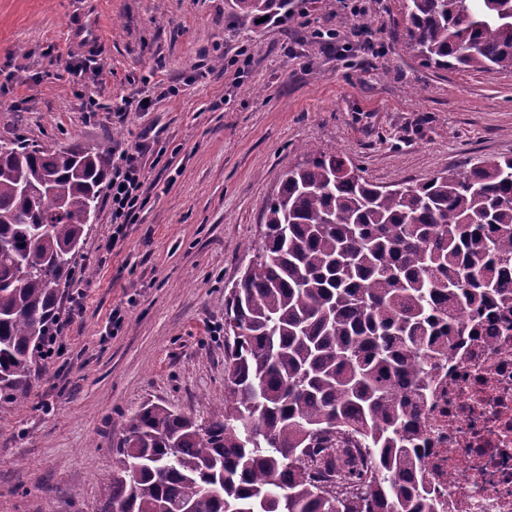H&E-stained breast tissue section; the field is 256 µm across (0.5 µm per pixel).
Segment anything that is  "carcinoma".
Instances as JSON below:
<instances>
[{"label":"carcinoma","instance_id":"1","mask_svg":"<svg viewBox=\"0 0 512 512\" xmlns=\"http://www.w3.org/2000/svg\"><path fill=\"white\" fill-rule=\"evenodd\" d=\"M253 28L288 0H235ZM439 69L512 72V0H402ZM112 153L0 145V406L25 399ZM267 241L225 302L224 408L143 406L104 512H437L406 424L454 314L512 303V157L377 186L317 150L265 205ZM240 333L232 335V328Z\"/></svg>","mask_w":512,"mask_h":512}]
</instances>
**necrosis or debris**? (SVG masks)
I'll return each instance as SVG.
<instances>
[{
	"instance_id": "1",
	"label": "necrosis or debris",
	"mask_w": 512,
	"mask_h": 512,
	"mask_svg": "<svg viewBox=\"0 0 512 512\" xmlns=\"http://www.w3.org/2000/svg\"><path fill=\"white\" fill-rule=\"evenodd\" d=\"M410 426L438 512H512V304L466 313Z\"/></svg>"
}]
</instances>
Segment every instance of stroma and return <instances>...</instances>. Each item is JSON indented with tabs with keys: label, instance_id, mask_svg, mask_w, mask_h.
<instances>
[{
	"label": "stroma",
	"instance_id": "35a3bbf8",
	"mask_svg": "<svg viewBox=\"0 0 512 512\" xmlns=\"http://www.w3.org/2000/svg\"><path fill=\"white\" fill-rule=\"evenodd\" d=\"M356 5L291 0L292 20L247 30L234 0H0V144L117 154L148 134L173 155L147 167L149 202L121 246L105 249L107 203L85 227L63 349L34 360L23 404L0 406V512H100L114 420L147 402L221 410L224 300L308 148L382 186L512 157V72L423 66L401 0ZM91 19L101 40L74 46ZM331 28L332 45L317 36Z\"/></svg>",
	"mask_w": 512,
	"mask_h": 512
}]
</instances>
